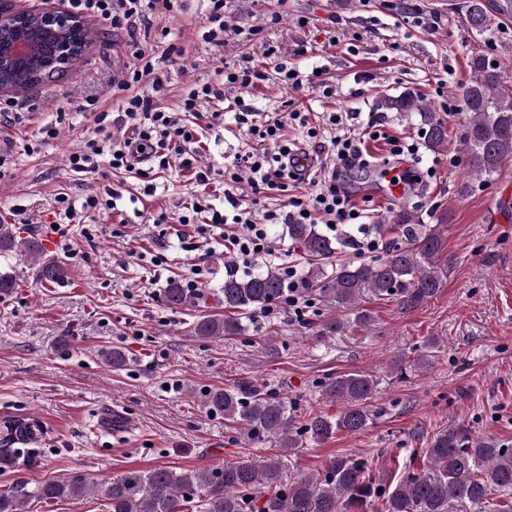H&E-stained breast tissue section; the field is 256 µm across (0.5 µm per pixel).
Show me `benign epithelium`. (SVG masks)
Segmentation results:
<instances>
[{"label": "benign epithelium", "mask_w": 512, "mask_h": 512, "mask_svg": "<svg viewBox=\"0 0 512 512\" xmlns=\"http://www.w3.org/2000/svg\"><path fill=\"white\" fill-rule=\"evenodd\" d=\"M85 20L64 10L19 11L0 0V92L16 90L15 79L27 75L32 90L63 74L85 52L88 41L67 34H85Z\"/></svg>", "instance_id": "obj_1"}]
</instances>
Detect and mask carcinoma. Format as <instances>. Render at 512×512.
Returning a JSON list of instances; mask_svg holds the SVG:
<instances>
[{
	"label": "carcinoma",
	"mask_w": 512,
	"mask_h": 512,
	"mask_svg": "<svg viewBox=\"0 0 512 512\" xmlns=\"http://www.w3.org/2000/svg\"><path fill=\"white\" fill-rule=\"evenodd\" d=\"M459 9L471 32L491 45L501 30L493 27L485 0H461ZM471 79L460 85L468 119L461 137L462 151L470 173L489 181L512 158V93L504 92L505 76L500 65L487 53H474L469 60ZM382 108L396 112H417L426 126L428 147L439 150L448 140L445 124L422 100L404 94L386 98ZM448 215L425 224L417 211L404 208L384 218L380 235L396 233L405 239L390 247L374 262L343 263L326 272L334 254L329 238L311 224L288 225V237L299 244L308 270L294 283L279 269L269 267L244 277L224 279L222 318L202 317L192 332L202 338L243 335L250 307L280 304L288 296H324L340 315L311 330L318 336H335L372 321L361 302L367 295L397 301L407 310L433 298L454 268L455 259L439 262L443 227ZM21 249L38 262L42 282L63 284L69 278L66 263L47 254L40 239H19L12 225L0 224V254ZM173 308L190 303V293L172 282L165 291ZM103 364L119 368L126 362L123 351L105 349L99 353ZM376 382L364 371H352L324 384L326 400L340 405L335 416L308 414L297 420V410L288 401L264 391L250 380L236 382L229 389L209 391L204 399L208 412L224 416L252 438L275 442L292 452L304 439L325 442L339 432L356 433L369 419V406ZM90 490L81 475L47 480L34 490L22 486L0 491V512H24V498L77 500ZM500 493L496 512H512V447L488 443L459 427L439 431L423 449V464L389 489H378L367 463L352 455L330 458L317 475L293 481L283 479L279 457L247 458L211 470H183L168 467L132 470L112 477L104 495L110 512H186L196 504L197 512H364L371 499L383 501L384 512H485L489 496Z\"/></svg>",
	"instance_id": "cac0c4a2"
}]
</instances>
